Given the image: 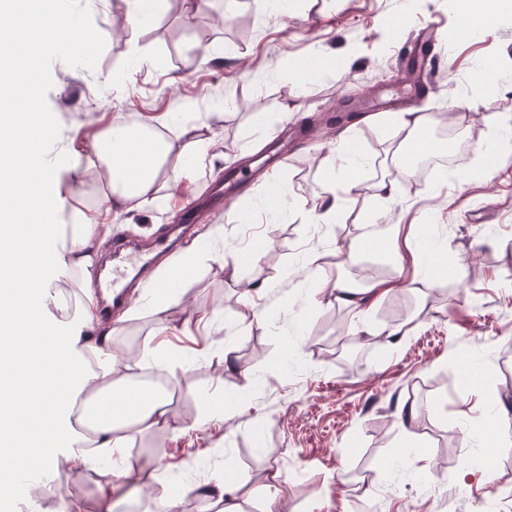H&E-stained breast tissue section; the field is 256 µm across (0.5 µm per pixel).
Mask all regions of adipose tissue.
Here are the masks:
<instances>
[{"mask_svg":"<svg viewBox=\"0 0 512 512\" xmlns=\"http://www.w3.org/2000/svg\"><path fill=\"white\" fill-rule=\"evenodd\" d=\"M49 137L30 116L0 122V182L19 190L16 201L0 204V461L83 468L94 454L122 458L135 432L171 420L169 389L134 377L140 363L169 373L171 359L156 345L130 361L114 345L115 328L98 325L90 283L112 219L168 203L214 156L206 124H177L166 113L112 124L90 148L54 159L42 150ZM90 168L105 193L83 209L73 183ZM65 287L80 296L63 315ZM393 289L339 281L332 293L365 315ZM237 492L220 472L193 490L205 512H242Z\"/></svg>","mask_w":512,"mask_h":512,"instance_id":"ef3b65f1","label":"adipose tissue"}]
</instances>
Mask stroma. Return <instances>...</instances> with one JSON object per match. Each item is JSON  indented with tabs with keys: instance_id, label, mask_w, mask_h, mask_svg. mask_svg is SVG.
<instances>
[{
	"instance_id": "stroma-1",
	"label": "stroma",
	"mask_w": 512,
	"mask_h": 512,
	"mask_svg": "<svg viewBox=\"0 0 512 512\" xmlns=\"http://www.w3.org/2000/svg\"><path fill=\"white\" fill-rule=\"evenodd\" d=\"M126 0H69L74 34L111 40L41 55L35 105L55 132L48 155L87 144L115 122L171 113L207 122L215 165L199 169L171 206L121 214L113 236L148 240L223 179L248 185L190 242L220 250L223 264L188 262L177 287L214 313L197 326L179 307L167 319L173 421L136 434L126 461L166 458L146 486H127L104 509L92 469L61 465L38 477L42 512L73 499L86 512H199L188 495L213 471L240 489L245 512H263L264 484L281 471L274 512H512V421L480 408L495 391L512 410V0H180L142 24L123 20ZM473 29L461 36L459 21ZM437 23L441 60L417 111L428 129L453 128L441 153L455 162L421 176V154L395 125L329 117L351 98L367 112L407 110L401 47ZM148 55L140 65V55ZM272 119L264 131L252 117ZM292 147L287 164L255 173L257 154ZM340 150L351 169L330 171ZM395 183L377 196L378 181ZM346 198L333 223L311 219L328 188ZM166 267L142 281L115 342L134 354L158 323L151 305ZM396 283L368 315L328 301L336 280ZM430 278L429 290L417 281ZM256 287L253 318L242 282ZM395 326L397 344L378 328ZM233 368H226L225 358ZM414 407L408 425L399 412Z\"/></svg>"
}]
</instances>
